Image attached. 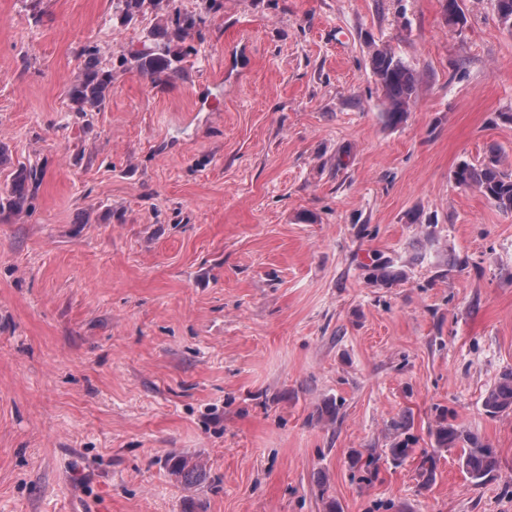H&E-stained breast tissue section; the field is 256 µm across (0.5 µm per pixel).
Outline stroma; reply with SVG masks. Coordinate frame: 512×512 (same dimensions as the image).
Returning a JSON list of instances; mask_svg holds the SVG:
<instances>
[{
    "label": "stroma",
    "instance_id": "1",
    "mask_svg": "<svg viewBox=\"0 0 512 512\" xmlns=\"http://www.w3.org/2000/svg\"><path fill=\"white\" fill-rule=\"evenodd\" d=\"M116 2L0 0V188L38 171L0 213V512H512V413L482 407L512 370V213L453 180L512 160L496 0L456 26L444 0H178L203 22L160 85L119 62L169 13ZM87 46L112 91L78 113ZM384 46L421 77L396 126ZM444 410L495 450L482 485ZM38 172L34 169L22 168L11 175L9 188L0 195V213L22 212L29 195V186L38 180ZM169 472L186 486L201 484L207 475L206 464L191 456H175L169 460Z\"/></svg>",
    "mask_w": 512,
    "mask_h": 512
}]
</instances>
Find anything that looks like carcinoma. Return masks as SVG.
I'll return each instance as SVG.
<instances>
[{
    "mask_svg": "<svg viewBox=\"0 0 512 512\" xmlns=\"http://www.w3.org/2000/svg\"><path fill=\"white\" fill-rule=\"evenodd\" d=\"M165 4L174 16L177 25L175 37L185 40L191 37L199 25V20L181 14L177 0H157ZM79 73L69 90V97L75 111L84 112L86 108L98 109L106 100L112 86V72L99 67L96 54L83 50ZM180 55L166 48H145L135 51L130 57L121 60V65L135 63L136 68L151 82L162 81L179 69ZM373 73L377 77L385 101V117L389 124L401 123L409 111L419 89L417 73L400 58L387 49H376L370 59ZM38 172L22 168L11 175L9 188L0 193V212H21L29 195V186L37 180ZM458 186L477 189L499 210L512 212V166L498 151H490L478 164L463 162L453 174ZM483 408L491 417L512 412V370L501 374L497 382L487 391ZM435 443L440 448H459V457L463 470L471 482L481 485L494 475L497 469V457L492 448L482 439L460 428L443 415L437 422L433 433ZM169 472L186 486L201 484L207 475L206 464L191 456H175L169 460Z\"/></svg>",
    "mask_w": 512,
    "mask_h": 512,
    "instance_id": "cac0c4a2",
    "label": "carcinoma"
}]
</instances>
